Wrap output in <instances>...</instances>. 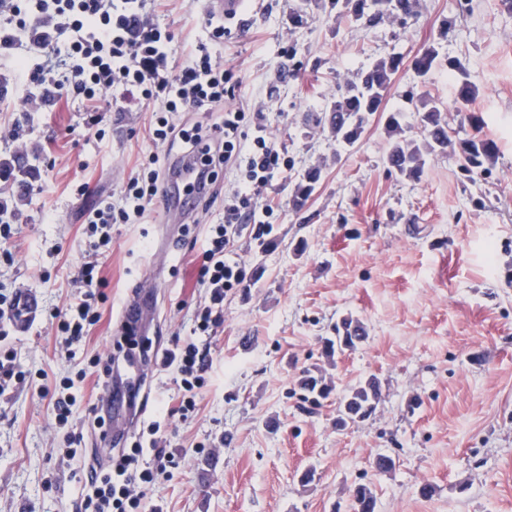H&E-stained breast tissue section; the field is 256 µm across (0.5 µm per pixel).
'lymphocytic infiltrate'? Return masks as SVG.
Returning <instances> with one entry per match:
<instances>
[{"label":"lymphocytic infiltrate","mask_w":512,"mask_h":512,"mask_svg":"<svg viewBox=\"0 0 512 512\" xmlns=\"http://www.w3.org/2000/svg\"><path fill=\"white\" fill-rule=\"evenodd\" d=\"M147 5L148 0H11L8 15L0 18V42L5 44L15 29L29 22L49 20L56 30L69 34L61 43L54 32H36L34 41L42 55L37 61L20 64L25 83L46 95L65 92L81 97L93 112L120 109L136 91L145 98L160 99L162 106L149 127L152 140L170 149L182 145L184 157L193 161L187 176L175 183L165 162L149 155L124 183L119 203L106 199L86 213L91 251L108 245L113 225L141 223L162 193L210 204L218 194L217 164L237 175V187L224 202L223 223L210 225L203 241L197 282L206 288L209 303L197 310L190 338L175 341L159 360L162 369L176 375L177 403L160 401L155 419L143 427L130 452L118 455L108 468L92 466L79 477L80 512H161L159 505H147L146 495L155 486L158 472L174 456L167 421L172 415L194 412L201 389L211 381L209 343L223 322L224 293L248 285L243 263L232 255L231 237L245 229L258 239L270 233L267 219L273 206L261 201L260 192L284 167L281 151L266 133L263 114L224 106L225 98L232 95L228 86L232 73L216 53L224 41L223 22L207 20L206 39L197 44L188 62L178 65L169 50L173 33L145 22ZM217 111L223 112L224 120L208 129L199 123L187 128L173 120L179 112ZM78 280L84 292L69 303L57 322L58 332L72 343L100 320L94 304L103 299L107 285L95 261L80 266ZM92 372L98 376V386H111V357L92 356L85 368L61 376L52 399L54 424L65 429L72 457L83 441L82 433L71 428L78 386Z\"/></svg>","instance_id":"obj_1"}]
</instances>
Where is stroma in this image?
<instances>
[{
  "instance_id": "1",
  "label": "stroma",
  "mask_w": 512,
  "mask_h": 512,
  "mask_svg": "<svg viewBox=\"0 0 512 512\" xmlns=\"http://www.w3.org/2000/svg\"><path fill=\"white\" fill-rule=\"evenodd\" d=\"M456 0H421L419 22L386 20L363 28L345 15L320 13L288 24L294 0H255L228 22L219 53L237 82L232 108L262 111L267 132L289 162L261 196L271 201L265 241L235 235L249 287L224 296V322L211 338L215 372L194 413L173 417V445L186 455L167 464L152 491L167 512H353V489L368 485L376 512H512V10L502 0H473V12L440 39ZM202 0H153L147 22L168 27L176 63L205 38ZM458 57L478 87L470 102L498 157L470 183L452 154L428 158L419 180L388 171L387 113L406 110L407 136L420 128L405 92L427 95L457 128L455 83L446 66L418 77L415 56L432 44ZM29 42L0 46V161L28 155L36 172L0 178L16 234L14 265H0V293L28 291L40 312L11 328L18 361L33 372L0 398V512H76L75 472L106 460L93 424L97 393L84 390L76 426L81 456L61 448L51 427L54 379L66 349L83 361L109 351L121 306L139 282L156 278L159 320L148 336L162 351L190 336L206 292L196 283L207 225L224 220L235 184L220 171L219 196L197 223L167 222L160 206L140 224H116L97 259L108 280L100 320L73 346L57 336L54 316L81 292L77 275L90 257L82 214L108 197L157 147L149 136L158 101L130 95L120 112L89 113L82 100L41 99L14 73ZM401 54L383 103L361 139L342 148L326 129L305 123L325 109L339 83L375 59ZM295 78H287L289 66ZM321 171L301 207L293 198L302 174ZM361 319L368 339L334 361L324 341L337 322ZM335 391L321 407L303 400L304 369ZM381 385L374 413L340 430L342 393L369 377ZM394 461L386 472L374 462ZM314 468L315 482L298 476Z\"/></svg>"
}]
</instances>
